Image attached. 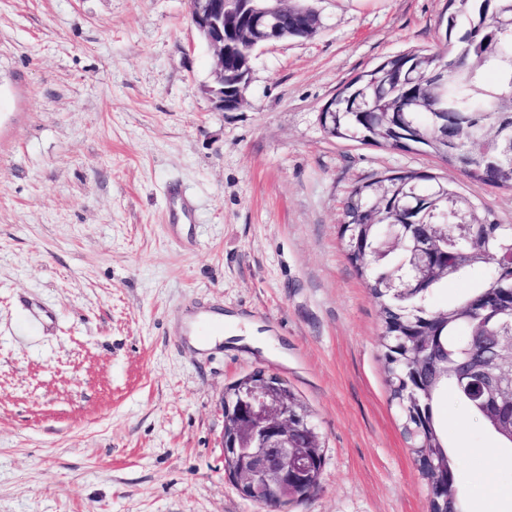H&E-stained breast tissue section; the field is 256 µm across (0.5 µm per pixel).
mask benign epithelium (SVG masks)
<instances>
[{
    "instance_id": "obj_1",
    "label": "benign epithelium",
    "mask_w": 512,
    "mask_h": 512,
    "mask_svg": "<svg viewBox=\"0 0 512 512\" xmlns=\"http://www.w3.org/2000/svg\"><path fill=\"white\" fill-rule=\"evenodd\" d=\"M288 0H189L191 21L213 53V76L218 85L208 87L215 108L233 112L244 102L243 91L251 76L254 52L263 44L285 39L280 15ZM244 42V65L227 85L224 72L225 37ZM423 248L415 261V280L426 279L431 270L429 252ZM481 361L499 366L498 375L481 381L490 406L512 407V336H493L483 344ZM235 410L224 423V473L241 496L270 506L268 496L294 500L312 492L306 483L314 477L321 454L319 434L307 426L308 412L291 398L288 387L263 373L250 374L235 383Z\"/></svg>"
}]
</instances>
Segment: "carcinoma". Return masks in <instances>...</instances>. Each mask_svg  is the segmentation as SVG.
I'll use <instances>...</instances> for the list:
<instances>
[{
	"instance_id": "carcinoma-1",
	"label": "carcinoma",
	"mask_w": 512,
	"mask_h": 512,
	"mask_svg": "<svg viewBox=\"0 0 512 512\" xmlns=\"http://www.w3.org/2000/svg\"><path fill=\"white\" fill-rule=\"evenodd\" d=\"M446 51L412 50L347 83L324 107L326 134L393 150L422 149L470 184L512 190V0H448L441 18ZM462 64L443 70L445 60ZM448 113V124L439 113ZM483 215L455 180L417 171L373 176L354 186L340 225L348 259L379 299L390 401L396 406L428 488L438 483L430 463L447 464L448 496L429 498L431 512H464L456 493L458 462L448 450L434 405L453 386L457 404L487 425L478 389L459 377L475 340L501 332L507 316L500 288L512 283V225L482 223ZM475 222V235L457 224ZM404 243L380 248L391 225ZM442 224L437 241L448 273L404 288L412 248ZM485 283L462 300L431 308L441 284L475 269ZM427 336V348L411 337Z\"/></svg>"
}]
</instances>
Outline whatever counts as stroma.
Segmentation results:
<instances>
[{"instance_id": "35a3bbf8", "label": "stroma", "mask_w": 512, "mask_h": 512, "mask_svg": "<svg viewBox=\"0 0 512 512\" xmlns=\"http://www.w3.org/2000/svg\"><path fill=\"white\" fill-rule=\"evenodd\" d=\"M292 2L315 33L258 48L224 112L188 0H0V512H267L222 460L221 397L257 370L325 441L288 512H428L339 228L353 186L446 167L329 137L320 113L440 48L447 0ZM466 192L512 224L511 190ZM26 297L52 324L31 328ZM204 311L231 320L200 352ZM435 415L468 512H512V451L453 397Z\"/></svg>"}]
</instances>
